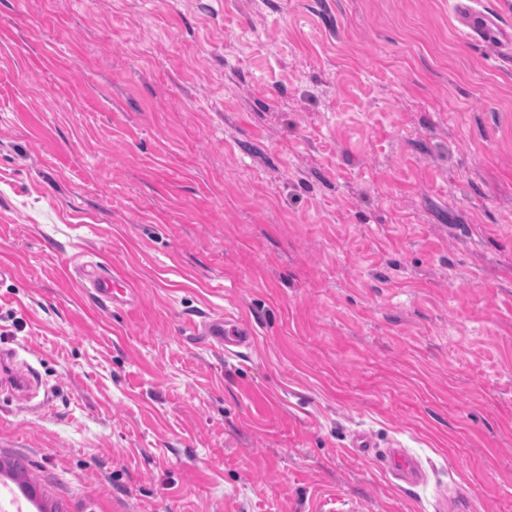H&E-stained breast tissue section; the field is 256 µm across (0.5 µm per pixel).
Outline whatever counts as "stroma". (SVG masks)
Wrapping results in <instances>:
<instances>
[{
  "instance_id": "obj_1",
  "label": "stroma",
  "mask_w": 512,
  "mask_h": 512,
  "mask_svg": "<svg viewBox=\"0 0 512 512\" xmlns=\"http://www.w3.org/2000/svg\"><path fill=\"white\" fill-rule=\"evenodd\" d=\"M455 2L0 0V348L40 375L0 471L38 512H512V54ZM78 273L86 282L83 288H91L95 296L110 304L124 301L130 290L126 277L114 269L87 263L79 268ZM228 326H231V330ZM203 330L205 336L210 338L214 346L225 351H234L232 348H248L251 344L249 331L224 322L223 318H208L203 321ZM354 444V450L363 455L375 450V453L385 462L389 477L394 484L415 486L423 480L422 466L407 448H370L372 442L363 436L357 437Z\"/></svg>"
}]
</instances>
